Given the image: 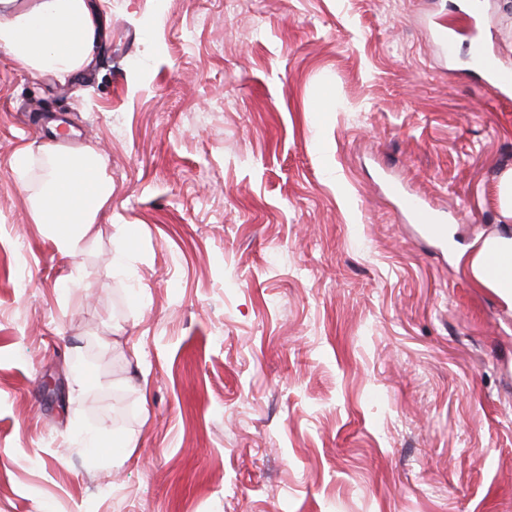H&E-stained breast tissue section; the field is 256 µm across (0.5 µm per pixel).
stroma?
Returning <instances> with one entry per match:
<instances>
[{
    "mask_svg": "<svg viewBox=\"0 0 512 512\" xmlns=\"http://www.w3.org/2000/svg\"><path fill=\"white\" fill-rule=\"evenodd\" d=\"M93 3L75 81L0 54V512H512V305L456 261L512 228L467 66L476 19L512 69V0ZM52 116L112 178L74 258L30 218ZM388 190L401 198L405 209L411 216L414 224H421L423 232L431 238L446 241L449 237L446 217L438 213L420 197L406 193L398 183H390ZM43 386L48 401L64 413L66 409V386L64 379L60 376L56 377L55 375L48 374Z\"/></svg>",
    "mask_w": 512,
    "mask_h": 512,
    "instance_id": "35a3bbf8",
    "label": "stroma"
}]
</instances>
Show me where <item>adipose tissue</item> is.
Wrapping results in <instances>:
<instances>
[{
  "instance_id": "adipose-tissue-1",
  "label": "adipose tissue",
  "mask_w": 512,
  "mask_h": 512,
  "mask_svg": "<svg viewBox=\"0 0 512 512\" xmlns=\"http://www.w3.org/2000/svg\"><path fill=\"white\" fill-rule=\"evenodd\" d=\"M100 22L91 0H0V53L34 75L66 80L95 59ZM45 171L30 196L33 223L45 225L62 256L75 257L94 234L100 212L112 198V181L91 146L63 151L45 144ZM498 257L497 275L485 258ZM470 276L512 304V235L485 238L466 259Z\"/></svg>"
}]
</instances>
